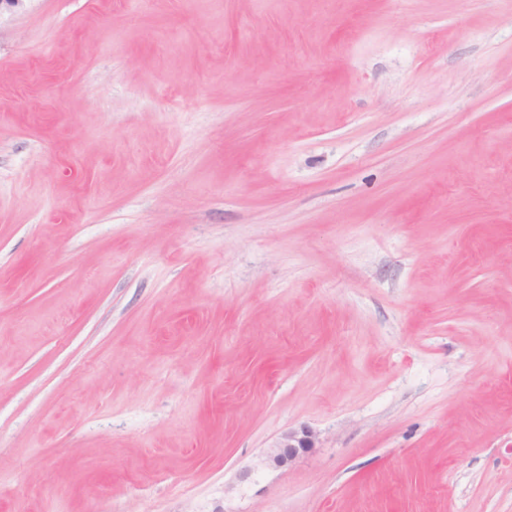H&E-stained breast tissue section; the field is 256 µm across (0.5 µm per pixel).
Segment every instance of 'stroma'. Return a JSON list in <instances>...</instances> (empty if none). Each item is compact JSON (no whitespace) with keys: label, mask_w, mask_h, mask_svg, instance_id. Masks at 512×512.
I'll use <instances>...</instances> for the list:
<instances>
[{"label":"stroma","mask_w":512,"mask_h":512,"mask_svg":"<svg viewBox=\"0 0 512 512\" xmlns=\"http://www.w3.org/2000/svg\"><path fill=\"white\" fill-rule=\"evenodd\" d=\"M0 512H512V0H0ZM319 437L308 426L291 429L283 433L259 461L263 468H284L290 466L300 456L316 448Z\"/></svg>","instance_id":"obj_1"}]
</instances>
